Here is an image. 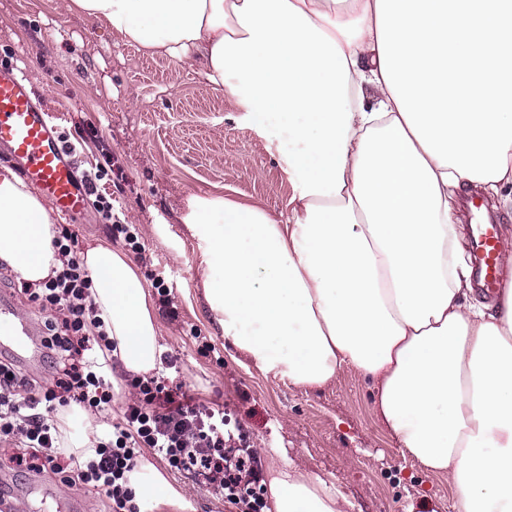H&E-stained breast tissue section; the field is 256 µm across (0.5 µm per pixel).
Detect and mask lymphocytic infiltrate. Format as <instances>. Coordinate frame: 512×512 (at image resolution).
I'll list each match as a JSON object with an SVG mask.
<instances>
[{"instance_id": "1", "label": "lymphocytic infiltrate", "mask_w": 512, "mask_h": 512, "mask_svg": "<svg viewBox=\"0 0 512 512\" xmlns=\"http://www.w3.org/2000/svg\"><path fill=\"white\" fill-rule=\"evenodd\" d=\"M54 246L62 256L59 271L23 288L29 305L45 316L42 347L53 381L35 388L12 362L0 361V444L12 445V462L55 474L65 485L101 490L113 512H139L125 474L149 448L171 470L200 477L239 512H263L259 456L225 431L223 411L180 400L163 374L133 377V396L121 419L112 420L114 345L96 316L93 280L74 231L62 228ZM73 406L102 425L92 457L64 455L58 445V415Z\"/></svg>"}]
</instances>
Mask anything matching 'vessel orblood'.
Returning <instances> with one entry per match:
<instances>
[{
	"label": "vessel or blood",
	"instance_id": "1",
	"mask_svg": "<svg viewBox=\"0 0 512 512\" xmlns=\"http://www.w3.org/2000/svg\"><path fill=\"white\" fill-rule=\"evenodd\" d=\"M0 147L12 156L25 180L50 199L67 219L89 208L88 190L75 158L65 147L51 112L38 101L22 72L0 68ZM470 253L476 286L495 296L502 283L500 226L486 220L480 202L471 204ZM31 319L0 296V349L15 356L36 352Z\"/></svg>",
	"mask_w": 512,
	"mask_h": 512
}]
</instances>
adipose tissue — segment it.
I'll return each instance as SVG.
<instances>
[{"mask_svg": "<svg viewBox=\"0 0 512 512\" xmlns=\"http://www.w3.org/2000/svg\"><path fill=\"white\" fill-rule=\"evenodd\" d=\"M150 56L190 59L284 131L295 187L276 214L193 200L203 295L237 355L324 388L369 381L384 428L448 476L457 512H512V257L479 294L461 244L462 188L512 187V0H65ZM49 202L0 167V260L22 279L61 267ZM124 373L162 352L151 292L121 249L82 255ZM148 512L185 496L148 456L128 474ZM267 512H345L338 485L273 466Z\"/></svg>", "mask_w": 512, "mask_h": 512, "instance_id": "1", "label": "adipose tissue"}]
</instances>
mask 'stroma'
I'll return each mask as SVG.
<instances>
[{
  "label": "stroma",
  "instance_id": "35a3bbf8",
  "mask_svg": "<svg viewBox=\"0 0 512 512\" xmlns=\"http://www.w3.org/2000/svg\"><path fill=\"white\" fill-rule=\"evenodd\" d=\"M0 66L20 69L65 115L64 132L84 143L80 168L110 161L106 191L144 247L133 261L144 278L175 284L172 307L157 315L183 393L222 406L263 466L290 460L341 486L351 512H457L447 477L422 470L379 423L360 374L344 371L322 389L292 386L237 358L211 322L188 206L220 195L280 212L294 192L281 162L293 142L256 130L197 66L144 55L61 0H0ZM156 467L182 488L185 512H233L191 476ZM0 494L14 512H109L102 495L16 468L1 449Z\"/></svg>",
  "mask_w": 512,
  "mask_h": 512
}]
</instances>
